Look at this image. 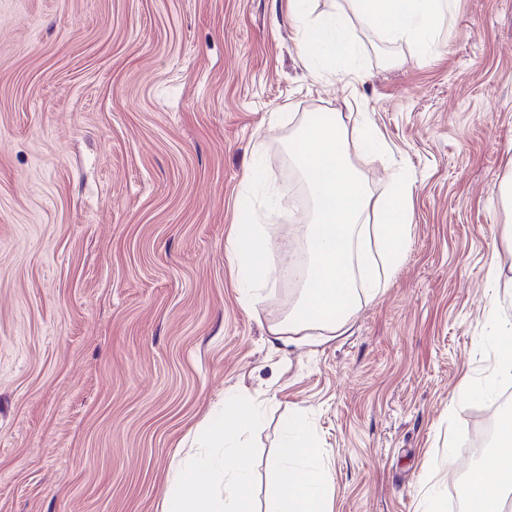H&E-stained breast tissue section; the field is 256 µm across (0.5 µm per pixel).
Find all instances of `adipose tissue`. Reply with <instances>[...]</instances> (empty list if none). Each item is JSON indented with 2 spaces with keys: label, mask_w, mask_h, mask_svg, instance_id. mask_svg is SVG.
Listing matches in <instances>:
<instances>
[{
  "label": "adipose tissue",
  "mask_w": 512,
  "mask_h": 512,
  "mask_svg": "<svg viewBox=\"0 0 512 512\" xmlns=\"http://www.w3.org/2000/svg\"><path fill=\"white\" fill-rule=\"evenodd\" d=\"M355 14L389 42H426L448 10V0H351ZM303 42L310 65L360 72L358 50L339 13L305 27ZM314 202L311 223L295 233L305 242L309 272L298 310L276 337L296 336L316 326L333 333L342 328L362 292L381 288L398 264L407 238L410 212L405 182H394L382 198H372L347 154V124L339 112H310L291 142ZM374 213L376 224L365 221ZM237 274L256 277L261 245L248 220L234 225L231 236ZM470 512H501L512 490V413L500 420V436L491 457L466 471Z\"/></svg>",
  "instance_id": "adipose-tissue-1"
}]
</instances>
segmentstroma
<instances>
[{
    "label": "stroma",
    "mask_w": 512,
    "mask_h": 512,
    "mask_svg": "<svg viewBox=\"0 0 512 512\" xmlns=\"http://www.w3.org/2000/svg\"><path fill=\"white\" fill-rule=\"evenodd\" d=\"M333 12L362 77L303 60L304 22ZM308 112L363 114L387 157L353 153L359 175L376 196L406 180L412 219L385 288L285 344L270 330L301 287L274 265L246 300L228 238L244 197L266 242H294ZM509 173L512 0H451L424 46L383 41L349 0L301 22L288 0H0V512H161L234 392L264 411L257 499L296 410L332 512L443 510L508 390L448 409L492 378L512 320L487 278L512 269Z\"/></svg>",
    "instance_id": "35a3bbf8"
}]
</instances>
